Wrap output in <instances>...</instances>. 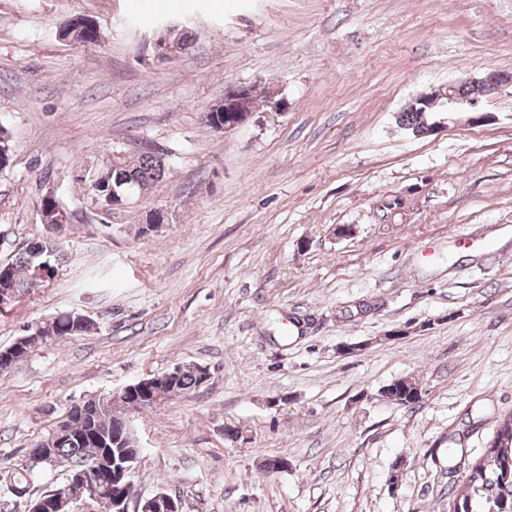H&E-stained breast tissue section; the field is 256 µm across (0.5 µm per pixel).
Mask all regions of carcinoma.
I'll list each match as a JSON object with an SVG mask.
<instances>
[{"label": "carcinoma", "instance_id": "cac0c4a2", "mask_svg": "<svg viewBox=\"0 0 512 512\" xmlns=\"http://www.w3.org/2000/svg\"><path fill=\"white\" fill-rule=\"evenodd\" d=\"M64 41L74 46H91L100 42L97 29H69L60 35ZM432 120L431 112H413L405 109L399 113L398 122L402 125H415L425 128V123ZM165 175V165L152 148L145 146L135 156L117 158V162L109 164L98 172L104 181L100 192H138L147 190L160 182ZM48 252L47 242L38 240L29 243L24 250L6 262L9 269V284L18 296L28 294L35 284L32 280L34 267L44 261ZM98 329L94 320L84 323L78 321L74 314H64L47 329L46 335L61 341L71 336L88 335ZM199 365H185L175 380V390L184 395L194 391L199 384ZM418 390V383L401 378L399 382L384 387L381 396L389 401H405L415 406L417 400L409 396ZM125 413L119 404L102 402L90 406L88 413L76 415L67 412L60 424L66 426L69 436L54 443L55 463H65L74 470L82 466L85 459L96 453L89 447L83 437L95 432L102 441L103 447L117 449L113 437L117 434L115 416ZM501 427L495 431L488 446L482 453L463 462L467 468L464 480L455 482L448 487V512H512V414L499 420ZM64 504L60 512H72L73 503L84 498L86 491L78 483H72L62 491Z\"/></svg>", "mask_w": 512, "mask_h": 512}]
</instances>
